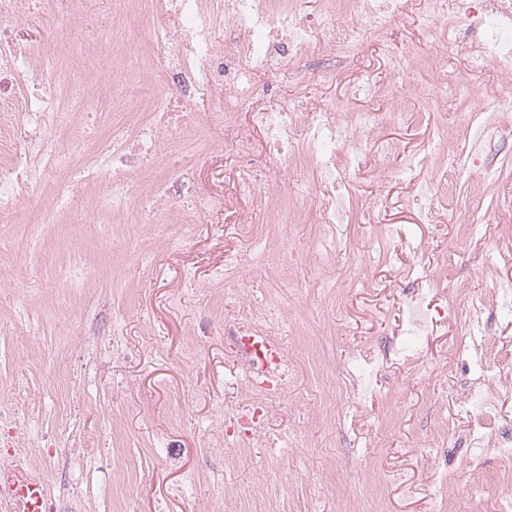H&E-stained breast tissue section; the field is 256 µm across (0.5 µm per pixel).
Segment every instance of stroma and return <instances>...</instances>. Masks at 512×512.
<instances>
[{
    "label": "stroma",
    "instance_id": "stroma-1",
    "mask_svg": "<svg viewBox=\"0 0 512 512\" xmlns=\"http://www.w3.org/2000/svg\"><path fill=\"white\" fill-rule=\"evenodd\" d=\"M120 18L139 32L131 65L153 76L154 19L148 5L101 0L72 23L76 36L97 31L94 61L77 58L71 43L44 47L58 67L72 70L81 93L96 92L85 70L111 65L112 27ZM456 32L451 19L431 30L409 17L391 25L384 41L365 39L337 54L334 82L285 75L275 82L283 98L332 105L340 112H386L401 94L410 114L406 124L378 129L362 150L337 144L336 164L350 171L341 188L347 217L336 227L343 246L324 266L306 263L292 271V322L280 337L300 353L292 375L296 393L314 389L322 363L340 370L360 354L377 365L373 391L351 378L342 380L334 429H327L316 407L295 404L285 413L275 398L266 439L244 449L242 462L225 463L200 445L204 431L217 425L227 382L242 376L221 333H197L202 320L218 327L233 315L223 283L210 277L224 260L225 245L240 241L231 213L213 211L190 222L175 207L161 217L156 235L127 247L120 243L122 212L95 213L82 224L68 213L57 223L34 227L0 222L7 246L0 257V323L34 336L32 348L42 356L33 362L18 354L12 338L0 337V384L26 376L44 388V411L27 422L33 434L53 432L64 440L72 423L96 434L95 460L74 473L86 512H110L116 491L103 470L118 462L138 473L141 512H198L203 498L215 512H237L233 490L258 476L277 494L281 512H429L436 496L449 499L457 512H497L499 498L512 493V472L496 458H485L475 474L446 464L427 446L435 437L449 452H458L467 420L458 406L463 375L450 355L467 340L471 299L512 286V143L499 148L487 176L473 164L470 142L457 125L462 112L479 111V92L512 99V84L489 61L474 69L468 59L451 56L438 65ZM408 52L414 53L415 66L405 80L393 72L388 56ZM450 75L465 77L475 94H450ZM362 79L379 87L377 97L349 98V86ZM443 123L450 132L448 150L430 153ZM386 140L398 142L400 153L381 156L379 144ZM428 153L456 184L441 224L425 222L414 200L415 185L430 177L429 169L417 164ZM82 155L75 149L51 179L34 185L27 203L31 216L68 188L91 197L104 191L105 181L81 179ZM193 155L202 165L196 191H222L238 171L232 149L212 158L199 140ZM381 166L392 172L391 181L380 180ZM374 197L381 200L375 212L368 206ZM73 256L86 261L91 275L80 290L82 307L70 313L69 299L54 288L51 275ZM441 267L448 270L444 282L431 275ZM417 276L428 300L447 306L448 317L426 332L415 350L384 353L383 345L404 335L402 285ZM324 320L332 331L321 335L317 329ZM116 326L126 351L120 359L113 358L110 345ZM91 350L97 361L72 367L67 379L56 378L54 358L76 359ZM181 390L191 395L190 407L177 403ZM69 391L80 402L70 419L60 412Z\"/></svg>",
    "mask_w": 512,
    "mask_h": 512
}]
</instances>
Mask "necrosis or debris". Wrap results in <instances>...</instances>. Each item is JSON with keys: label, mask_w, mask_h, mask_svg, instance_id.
Returning a JSON list of instances; mask_svg holds the SVG:
<instances>
[{"label": "necrosis or debris", "mask_w": 512, "mask_h": 512, "mask_svg": "<svg viewBox=\"0 0 512 512\" xmlns=\"http://www.w3.org/2000/svg\"><path fill=\"white\" fill-rule=\"evenodd\" d=\"M207 0H153L156 25L151 37L155 76L145 79L127 66L112 77L99 78L100 92L87 98L76 92L67 75L33 66L35 47L21 43L23 17L40 12L42 0H0V210L23 215L33 182L45 180L75 146L86 153L82 169L107 177L102 197L87 199L71 191L58 197V207L44 211L41 223L53 222L57 210L71 209L83 218L92 212L129 210L132 224L147 234L156 216L179 204L192 215L227 208L242 230L250 228V210L264 208L274 224L327 221L336 204V144L368 142L379 126L400 121L401 107L391 111L338 113L328 105L282 101L273 95L271 78L288 73L314 74L323 83L336 77L325 67L310 72L319 56H332L364 38L383 37L395 16L416 14L435 23L454 18L459 32L450 49L473 64L492 60L504 82L512 81V0H327L322 10L302 13L293 0H224V21L216 23ZM224 90V109L211 112L214 88ZM153 103L151 111L138 107ZM248 109L247 122L239 112ZM81 119L58 125L62 113ZM211 114L219 135L210 136L208 151L221 154L232 146L241 161L224 193H197L194 160L176 141L192 142L204 114ZM264 149L256 151L255 136ZM306 165L319 169L320 187H297L293 172ZM163 169L150 194L138 192L144 174ZM270 246L280 266L324 265L336 249L335 236L304 243L273 235ZM264 256L235 250L224 255L217 280L230 288L233 320L224 324L244 372L242 404H225L220 419L225 459L259 442L270 421L271 397H287L296 355L289 350L263 353L259 336L278 340L291 316L288 301H258L254 283ZM471 359L470 378L461 388L465 410L488 407L496 395L488 390V369H495L499 388L512 387V368L502 365L501 347L488 323L471 322L461 349ZM41 409L37 389L13 381L0 396V512H21L15 486L34 480L44 493V512H82L80 495L61 500L57 492L58 459L52 435L34 438L20 420Z\"/></svg>", "instance_id": "necrosis-or-debris-1"}]
</instances>
